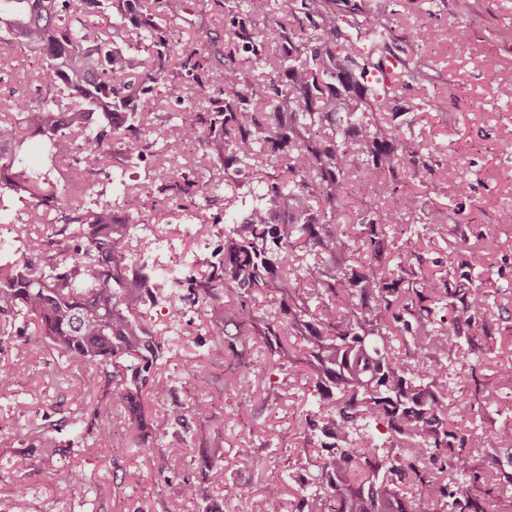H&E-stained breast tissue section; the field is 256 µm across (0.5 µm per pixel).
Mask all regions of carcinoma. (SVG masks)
I'll list each match as a JSON object with an SVG mask.
<instances>
[{"label":"carcinoma","mask_w":512,"mask_h":512,"mask_svg":"<svg viewBox=\"0 0 512 512\" xmlns=\"http://www.w3.org/2000/svg\"><path fill=\"white\" fill-rule=\"evenodd\" d=\"M125 2L142 10L139 0ZM338 2H304V16L293 12L288 24L257 38L251 18L266 12L268 0H248L247 12L233 21L234 36L256 63L271 67L267 85L248 95L224 74L216 75L218 83L209 91L201 81L193 86L176 80L171 66L191 72L203 63L198 50H179L169 42L161 15L146 14L135 27L137 50L148 51L142 59L115 51L113 39L102 38L96 22L108 16L112 35L124 32L120 16L127 6L114 12L112 0H0V52L28 48L41 58L33 72L39 86L76 100L63 109L56 97L42 98L28 133L0 120V202L6 195L28 194L60 214L63 226L52 235L64 234L71 224L81 231L79 246H63L51 256L48 276L28 256L0 264V314L34 323L38 335L72 364L108 367L129 358L130 376L112 379L109 395L137 430L159 435L170 421L186 419L184 407L152 421L144 414L143 392L162 398L168 391V381L155 372L167 336L139 319L142 309L155 303V282L150 273L123 264L127 225L113 223L112 207L101 201L74 205L65 191L35 192L28 173L32 140L45 144L53 159L75 155L90 177L112 166L105 140L113 131H121L129 149L138 151L147 130L133 104L159 90L195 113L175 138H163L169 155H179L190 140L216 148L220 159L218 145L226 136L232 152L224 162L248 166L264 184V204L230 230L224 259L204 273L188 269L180 289L168 297L167 311L176 319L186 304L199 303L209 309L213 325L224 326L227 317L241 335L261 339L270 356L307 366L316 401L306 417L311 430H320L328 441L303 436L302 452L307 460L316 454L318 473L299 479L287 512H415L416 502L432 505L434 512H512V480L501 479L495 456L479 470L465 431L479 409L498 402L496 390L478 378L481 354L464 359L473 387L451 416L445 394L448 354L472 345L461 328L479 329L491 294L477 286L459 296L449 278L402 288L398 271L421 257H389L384 250L386 227L397 223V183L406 173L407 143L381 128L374 114L401 78L418 77L413 42L399 38L378 13L351 11L343 19ZM351 28L366 41L358 52ZM274 44L284 53L273 61ZM390 57L397 66L388 73L384 63ZM256 96L271 99L277 116L288 110V124L262 122L251 107ZM4 97L12 109H30L31 101L15 88H7ZM116 112L126 115L119 125L112 122ZM326 122L336 123L334 137L310 136ZM272 140L285 149L278 175L268 172L272 160L264 143ZM358 155L366 157L363 175L377 183L379 201L355 223L338 224L336 233L322 236L316 217L300 209L301 196L315 194L322 222L332 223L347 200L348 173ZM157 189L171 192L173 199L200 192L188 175L171 169L138 187L145 197ZM205 192L224 196L225 211L236 212L235 196L224 194L221 183L209 184ZM402 201L417 223H442L441 213L424 208L418 195L408 193ZM311 239L332 258L341 246L353 265L336 274L317 262L277 273L271 254H286ZM257 290L280 293L281 318L252 313L248 299ZM400 344L413 347L421 364L404 363ZM24 374L19 364L1 366L0 390ZM373 421L386 430L382 442L368 431Z\"/></svg>","instance_id":"cac0c4a2"}]
</instances>
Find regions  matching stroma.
Returning a JSON list of instances; mask_svg holds the SVG:
<instances>
[{
	"instance_id": "stroma-1",
	"label": "stroma",
	"mask_w": 512,
	"mask_h": 512,
	"mask_svg": "<svg viewBox=\"0 0 512 512\" xmlns=\"http://www.w3.org/2000/svg\"><path fill=\"white\" fill-rule=\"evenodd\" d=\"M368 11L385 14L397 33H411L422 77L397 88L377 118L386 129L409 140L416 162L426 163L410 190L420 192L442 211L443 224L422 233L419 224L401 215L389 229L395 249L419 254V262L405 267L412 282L424 274L444 278L454 274L460 260L482 258L495 303L486 327L476 337L479 350L505 338L502 311L512 312V226L499 223L496 210L484 208L493 196L499 208L512 210V99L498 90L512 84V0H359ZM242 0H185L179 15L168 18L170 42L199 49L208 67L224 55L234 57L232 69L245 90L262 88L265 69L256 67L251 52L231 38V22L243 11ZM468 28V43L458 42L460 28ZM441 30L443 41L431 38ZM139 118L146 130L176 137L189 113L163 95L141 101ZM447 142L461 162L448 167L431 146ZM112 170L123 174L130 195L152 172H163L159 146L147 141L139 157H132L120 135H113ZM200 147L183 151L171 164L193 180L221 182L234 195L240 213L254 205L259 186L240 166L201 164ZM449 194H442V186ZM56 212L35 207L33 200L16 201L8 216L10 236L31 240L54 223ZM133 220L153 224L169 236H182L184 225L194 235L186 239L195 251L199 270L224 256L226 218L220 198L194 197L187 207L160 193L142 198ZM157 302L143 322L168 333L170 346L157 371L169 391L159 400L145 401L147 415L157 416L185 407V421L171 423L164 436L153 438L151 455L139 449L137 432L128 414L113 407L105 373L95 367L70 365L38 336L33 324L16 321L12 338L0 344V365L20 363L26 370L9 390L0 391V429L27 432L26 441L0 446V512H282L280 501L265 499L263 485L271 479L285 483V496H296L295 475L305 457L295 442L306 428L313 385L290 365L273 362L260 340H252L245 362L231 354L239 336L232 322L224 333L212 335L210 318L192 307L184 323L170 328L165 299L170 282L157 273ZM29 342L25 355L15 346ZM248 374L252 384L241 390L236 380ZM480 378L495 386L504 405L483 411L473 429L480 447L496 449L502 469L512 476L507 450L498 448L494 431L512 419V370L488 361ZM112 423L109 441L98 438L100 422ZM56 446L46 448L44 435ZM250 449L243 457L241 449ZM74 474L72 483L57 486L52 474L59 468ZM141 473V482L128 485L127 470ZM200 489L197 499L181 494L184 481ZM241 496L226 499L225 485Z\"/></svg>"
}]
</instances>
